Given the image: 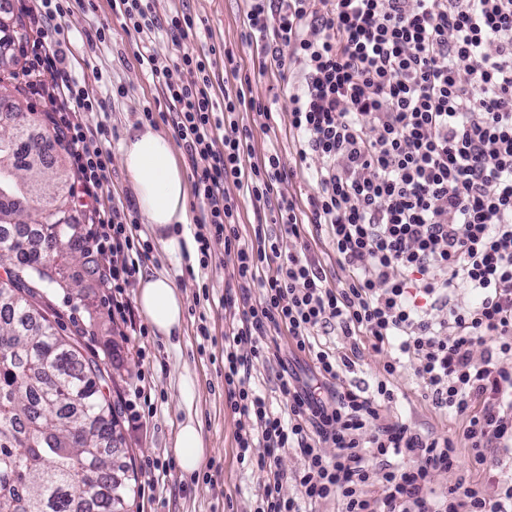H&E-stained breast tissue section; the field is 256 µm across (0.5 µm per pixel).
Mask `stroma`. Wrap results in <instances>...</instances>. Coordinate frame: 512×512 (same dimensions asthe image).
<instances>
[{"label":"stroma","mask_w":512,"mask_h":512,"mask_svg":"<svg viewBox=\"0 0 512 512\" xmlns=\"http://www.w3.org/2000/svg\"><path fill=\"white\" fill-rule=\"evenodd\" d=\"M69 7L62 20L69 31L62 73L107 101L105 111L91 114L87 124L93 128L103 123L114 132L106 148L115 159L100 196L104 204L125 206L135 196L116 156L129 131L139 127L144 106L163 100V89L140 64L136 40L125 29L122 16L113 11L112 0H70ZM154 9L161 17L187 9L201 19L196 37L178 46L159 37L153 48L163 59L216 48V96L236 88L235 74L226 72L223 64L224 50L233 51L240 72L251 78L254 95L274 101L272 128H265L264 118L253 111L239 115L240 125L252 133L255 158H262L270 141L275 140L284 163L292 164L286 81L277 71H259L257 50L243 39L247 25L245 0H154ZM100 28L107 31L106 41L95 37ZM116 86L123 87V95L113 96ZM136 233L152 247L142 271L167 274L184 296L181 336L167 340L152 332L145 336L120 335V325L113 321L108 307L109 290L104 282L88 274L83 258L70 259L63 265L66 282L75 287L73 293L56 285L44 290L66 334L79 335L86 352L94 354L108 373L104 390L121 411L118 454L132 463L138 475L128 496L129 512H254L263 493V480L257 471L239 465L237 421L225 404L221 358L226 326L224 293L231 265L224 254H217L206 277H199L193 272L198 265L195 248H183L176 256L168 254L143 221L138 222ZM202 324L207 325L209 338L199 336L197 328ZM266 341L279 348L282 361H256L252 375L261 393L279 408L285 404L277 381L281 364L305 374L310 362L294 350L286 332L267 336ZM357 342L360 352L353 357L352 368L341 373L339 384L370 392L391 352L373 349L363 336ZM392 383L396 398L385 411L389 420H402L424 435L448 438L458 448L457 468L433 476L436 495H446L449 486L458 481L480 482L488 474L512 469V460L507 458L501 466L492 468L475 463L464 441L467 418L437 408L426 397L416 363L405 362ZM190 416L200 422L210 454L198 473L185 477L171 448L180 425Z\"/></svg>","instance_id":"35a3bbf8"}]
</instances>
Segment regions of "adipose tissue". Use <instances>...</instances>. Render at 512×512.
Listing matches in <instances>:
<instances>
[{"instance_id": "obj_1", "label": "adipose tissue", "mask_w": 512, "mask_h": 512, "mask_svg": "<svg viewBox=\"0 0 512 512\" xmlns=\"http://www.w3.org/2000/svg\"><path fill=\"white\" fill-rule=\"evenodd\" d=\"M120 161L153 234L166 252L179 254L182 242L173 227L190 222L189 187L170 140L149 128L135 130L121 145ZM136 303L155 334L169 338L181 333L185 301L170 277L140 275ZM172 452L183 475L200 469L208 450L198 421L190 418L181 424Z\"/></svg>"}]
</instances>
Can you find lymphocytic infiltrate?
<instances>
[{
  "label": "lymphocytic infiltrate",
  "mask_w": 512,
  "mask_h": 512,
  "mask_svg": "<svg viewBox=\"0 0 512 512\" xmlns=\"http://www.w3.org/2000/svg\"><path fill=\"white\" fill-rule=\"evenodd\" d=\"M247 43L260 68L294 76L288 128L294 167L316 188L306 205L275 195L288 173L276 145L255 158L239 112L271 118L250 83L216 103L211 53H184L174 65L152 49L156 33L173 44L196 35L194 15L160 19L152 0H113L138 55L164 88L171 125L191 168L199 205L195 235L200 268L215 245L232 263L239 295H226L224 391L236 415L238 461L264 477L255 512H302V505L337 501L341 512H512V481L454 485L432 496L431 477L455 469L448 439L430 438L384 420L395 399L388 379L403 358L419 363L428 398L465 415V439L478 464L488 449L512 453V0H246ZM64 0H31L27 10L40 37L36 70L55 79L33 83L51 91V121L68 141L77 194L90 225L87 249L105 273L112 313L125 324L134 314L126 294L147 242L134 237L136 219L99 203L111 155L103 124L84 118L99 101L77 82L59 79L61 47L69 36L59 19ZM179 80H172V71ZM234 184L252 201L258 223L242 238ZM268 224L278 233L265 232ZM323 225L349 278L330 284L304 227ZM260 288L252 297V288ZM476 292L469 306L452 304L456 289ZM431 305L448 315L429 318ZM286 330L308 355L313 375L281 376L285 400L277 410L251 385L254 361L270 360L265 338ZM340 330L368 337L374 349L400 337L399 354L383 367L371 395L339 389L349 356L316 343ZM484 346L475 357L476 346ZM335 448L327 457L323 445ZM294 448L303 468L287 474L280 453ZM384 459L382 476L372 461ZM294 481L299 497L284 494ZM379 483V494L369 491Z\"/></svg>",
  "instance_id": "f902f5d3"
}]
</instances>
